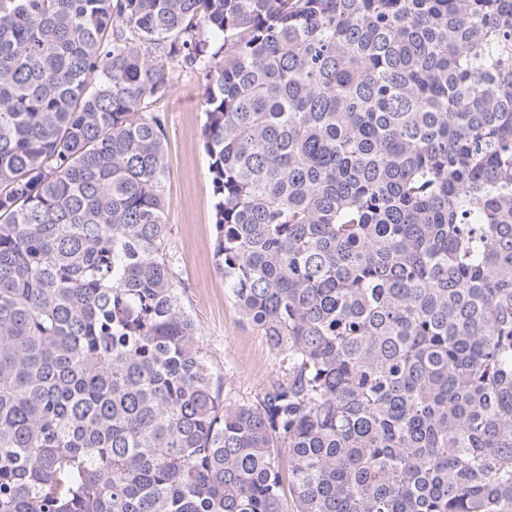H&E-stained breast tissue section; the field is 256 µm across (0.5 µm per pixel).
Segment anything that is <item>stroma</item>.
<instances>
[{"mask_svg": "<svg viewBox=\"0 0 512 512\" xmlns=\"http://www.w3.org/2000/svg\"><path fill=\"white\" fill-rule=\"evenodd\" d=\"M170 71L172 89L154 106L167 140L166 252L181 302L201 330L215 375L232 393L252 395L271 379L273 355L264 336L240 313L214 254L216 199L201 135L203 76L177 61Z\"/></svg>", "mask_w": 512, "mask_h": 512, "instance_id": "stroma-1", "label": "stroma"}]
</instances>
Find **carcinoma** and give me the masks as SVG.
<instances>
[{"instance_id": "cac0c4a2", "label": "carcinoma", "mask_w": 512, "mask_h": 512, "mask_svg": "<svg viewBox=\"0 0 512 512\" xmlns=\"http://www.w3.org/2000/svg\"><path fill=\"white\" fill-rule=\"evenodd\" d=\"M179 58L245 397L163 254ZM0 512H512V0H0Z\"/></svg>"}]
</instances>
